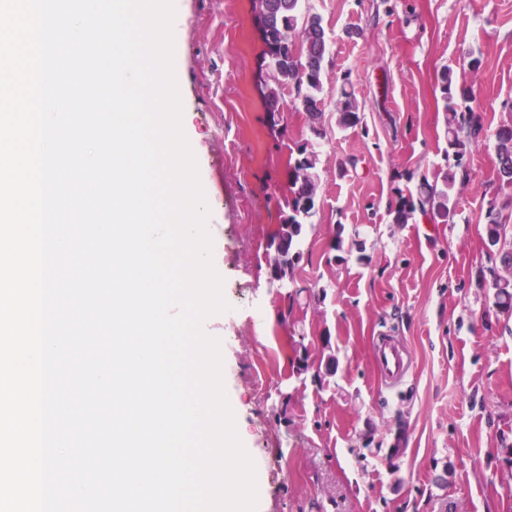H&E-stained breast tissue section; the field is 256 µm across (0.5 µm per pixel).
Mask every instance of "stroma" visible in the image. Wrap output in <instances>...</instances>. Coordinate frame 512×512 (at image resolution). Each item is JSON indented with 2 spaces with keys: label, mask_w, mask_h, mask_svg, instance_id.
Listing matches in <instances>:
<instances>
[{
  "label": "stroma",
  "mask_w": 512,
  "mask_h": 512,
  "mask_svg": "<svg viewBox=\"0 0 512 512\" xmlns=\"http://www.w3.org/2000/svg\"><path fill=\"white\" fill-rule=\"evenodd\" d=\"M257 0H176L183 128L211 209L229 311L220 338L258 512H512V316L494 304L485 245L495 133L512 122V0H303L328 51L315 213L301 261L268 273L288 160L310 132L283 92L273 140L261 96ZM478 69L468 70V56ZM465 74L483 141L454 223L393 221L419 176L441 183L438 81ZM361 121L337 123L341 89ZM406 350L387 385L381 337Z\"/></svg>",
  "instance_id": "stroma-1"
}]
</instances>
